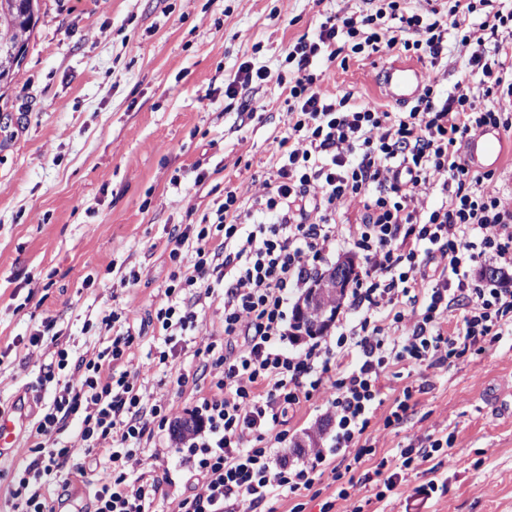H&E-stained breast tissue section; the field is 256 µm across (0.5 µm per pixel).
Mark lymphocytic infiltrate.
I'll return each instance as SVG.
<instances>
[{"instance_id":"lymphocytic-infiltrate-1","label":"lymphocytic infiltrate","mask_w":512,"mask_h":512,"mask_svg":"<svg viewBox=\"0 0 512 512\" xmlns=\"http://www.w3.org/2000/svg\"><path fill=\"white\" fill-rule=\"evenodd\" d=\"M368 2L366 12L327 17L316 40L285 51L288 134L278 143L276 182L259 201L273 222L243 227L229 191L211 217L166 244L173 270L146 320L165 344L159 363L178 354L200 309L224 291V341L206 347L217 371L194 393L200 429L182 449L190 476L175 512H257L275 492L312 490L332 459L360 466L374 450L366 433L390 365L430 380L449 360L512 334V288L487 287L475 274L480 264L512 268V208L485 193L492 172L471 169L461 152L484 126L512 136V74L501 60L512 52V9L448 0L426 20L407 0ZM383 45L434 63L455 47L462 80L481 100L452 92L441 101L430 83L409 111L390 112L321 91L315 59L332 64L343 48L372 54ZM431 187L443 196L434 207L420 197ZM354 201L358 222L337 223V209ZM341 244L364 265L336 341L289 350L288 302ZM457 309L463 316L450 323ZM130 320L125 310L104 313L106 346L89 354L61 347L42 365L38 383L50 396L29 424L32 455L14 472L12 512H50L62 474L86 476L61 438L70 427L97 456L93 512H155L163 481L146 465L166 454L158 435L172 408L140 379ZM317 394L331 411L330 445L287 460L281 418ZM447 452L444 437L409 442L391 473L375 467L376 499Z\"/></svg>"}]
</instances>
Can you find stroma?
<instances>
[{
	"label": "stroma",
	"mask_w": 512,
	"mask_h": 512,
	"mask_svg": "<svg viewBox=\"0 0 512 512\" xmlns=\"http://www.w3.org/2000/svg\"><path fill=\"white\" fill-rule=\"evenodd\" d=\"M364 0H41L40 20L16 78L0 87V403L31 393L46 347H28L43 323L83 352L99 336L85 321L112 309L145 320L161 301L172 265L164 247L175 226L200 223L235 192L246 224L265 221L257 202L279 166L288 132L285 50L314 39L328 16L365 9ZM395 52L349 54L346 65L315 62L321 90L353 102H384L376 78ZM268 77L224 94L242 63ZM266 109L250 114V99ZM209 173L196 183V162ZM137 270V283L124 282ZM222 311L202 312L194 340L144 373L151 392L179 412L193 404L177 373L201 371V350ZM414 387L401 424L385 426L394 401ZM512 391V337L451 362L432 385L419 369H389L370 428L375 452L352 470L358 487L336 498L332 472L301 496H275L274 512H512V417L493 400ZM327 407L314 397L288 414V436L319 433ZM448 436L449 457L411 475L443 491L410 498L397 487L374 501L363 481L381 459L426 435Z\"/></svg>",
	"instance_id": "35a3bbf8"
}]
</instances>
